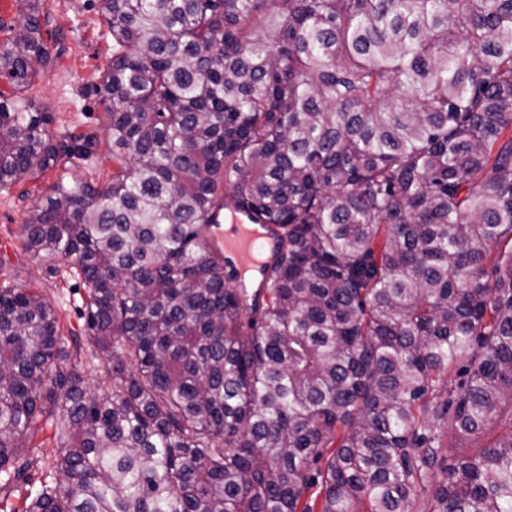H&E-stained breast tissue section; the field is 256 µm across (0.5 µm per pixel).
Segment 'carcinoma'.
Here are the masks:
<instances>
[{"label":"carcinoma","mask_w":512,"mask_h":512,"mask_svg":"<svg viewBox=\"0 0 512 512\" xmlns=\"http://www.w3.org/2000/svg\"><path fill=\"white\" fill-rule=\"evenodd\" d=\"M0 44V187L57 162L25 88L43 0ZM115 169L23 224L88 295L111 387L0 284L9 512H512V0H104ZM271 227L265 288L216 246ZM459 380L454 382L450 374ZM469 454L443 446L484 438ZM65 364L73 366L83 376L87 386L95 393H102L110 386V376L103 359L90 361L89 363L80 362L73 357H68ZM53 433V429H51L49 426H46L45 430L43 432H40L38 436L35 438L33 445H36L40 442H44L46 445V448H27L30 451H35L34 455L37 456L38 452H43L44 456L39 458V462L37 464L35 463L32 470L29 472L30 476V483L38 485L40 484V481H47L49 480V469L47 466L43 464V461H46V454H49L52 449L53 441H51L50 437Z\"/></svg>","instance_id":"cac0c4a2"}]
</instances>
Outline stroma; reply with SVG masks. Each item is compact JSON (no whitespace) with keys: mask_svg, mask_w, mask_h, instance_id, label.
Returning <instances> with one entry per match:
<instances>
[{"mask_svg":"<svg viewBox=\"0 0 512 512\" xmlns=\"http://www.w3.org/2000/svg\"><path fill=\"white\" fill-rule=\"evenodd\" d=\"M103 0H46L43 36L57 62L25 90L51 117L50 131L66 145L92 137L82 158L61 157L38 178L0 191V283L35 289L53 305L66 341L85 339L86 290L68 277L63 257L41 258L22 246V226L31 207L52 186L75 178L104 182L112 173V145L103 126L105 105L97 92L107 72L112 41L102 35Z\"/></svg>","mask_w":512,"mask_h":512,"instance_id":"obj_1","label":"stroma"}]
</instances>
